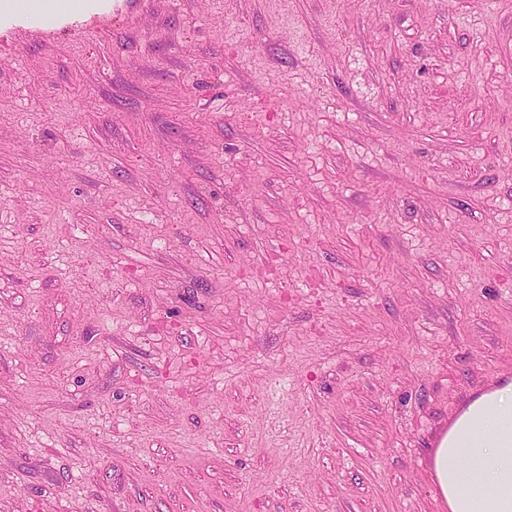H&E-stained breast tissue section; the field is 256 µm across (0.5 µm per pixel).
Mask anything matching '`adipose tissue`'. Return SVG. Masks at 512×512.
Returning a JSON list of instances; mask_svg holds the SVG:
<instances>
[{
  "mask_svg": "<svg viewBox=\"0 0 512 512\" xmlns=\"http://www.w3.org/2000/svg\"><path fill=\"white\" fill-rule=\"evenodd\" d=\"M448 512H512V381L482 393L431 453Z\"/></svg>",
  "mask_w": 512,
  "mask_h": 512,
  "instance_id": "obj_1",
  "label": "adipose tissue"
}]
</instances>
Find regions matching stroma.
Listing matches in <instances>:
<instances>
[{"label":"stroma","instance_id":"stroma-1","mask_svg":"<svg viewBox=\"0 0 512 512\" xmlns=\"http://www.w3.org/2000/svg\"><path fill=\"white\" fill-rule=\"evenodd\" d=\"M0 14V512H446L512 376V0Z\"/></svg>","mask_w":512,"mask_h":512}]
</instances>
